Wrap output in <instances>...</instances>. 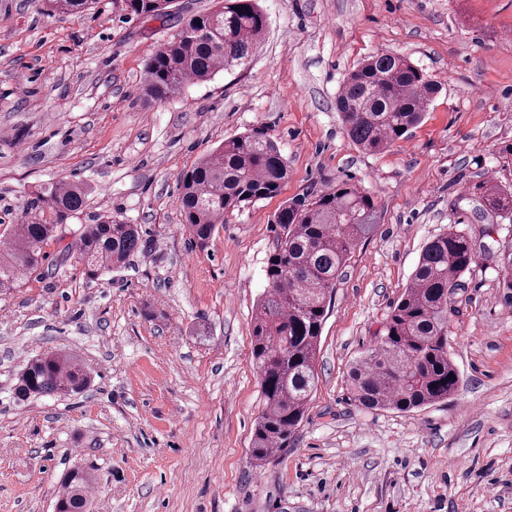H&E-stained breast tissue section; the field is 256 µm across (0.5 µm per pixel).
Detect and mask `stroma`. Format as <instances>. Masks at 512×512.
Here are the masks:
<instances>
[{"label":"stroma","instance_id":"obj_1","mask_svg":"<svg viewBox=\"0 0 512 512\" xmlns=\"http://www.w3.org/2000/svg\"><path fill=\"white\" fill-rule=\"evenodd\" d=\"M248 69L145 100L147 63L173 32L121 0L47 13L0 0V234L38 219L33 192L79 182L76 217L138 225L125 267L87 279L65 244L45 273L0 289V512H53L69 469L96 478L92 512H512V294L495 256L512 223L477 217L483 182L512 183V0H260ZM408 57L441 86L424 121L377 155L336 111L365 57ZM255 129L288 162L279 196L227 212L207 249L179 205L181 173ZM379 220L342 272L319 382L290 446L249 462L262 399L251 318L284 200L341 182ZM489 252L453 297L448 402L410 412L349 398L353 361L448 225ZM70 353L93 382L69 398L14 395L28 361Z\"/></svg>","mask_w":512,"mask_h":512}]
</instances>
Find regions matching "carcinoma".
Segmentation results:
<instances>
[{
    "mask_svg": "<svg viewBox=\"0 0 512 512\" xmlns=\"http://www.w3.org/2000/svg\"><path fill=\"white\" fill-rule=\"evenodd\" d=\"M94 0H43L65 14L82 13ZM134 16L170 20V0H124ZM267 16L258 0H217L215 9L180 20L146 66L144 90L153 101L179 93L221 71L246 68L263 40ZM439 86L410 59L376 53L353 70L336 97V110L352 142L368 154L386 152L424 118ZM288 179V162L275 141L254 130L225 140L180 175V207L196 245L204 249L224 214L277 196ZM33 206L50 223L12 224L0 249V288L44 274V246L86 202L81 183H52L33 191ZM479 212L512 221V187L487 181ZM378 223L372 196L349 184L315 197L286 200L275 214L278 227L267 257V289L252 317V357L262 397L250 448L256 468L287 448L300 427L319 376L317 354L336 281L358 244ZM143 245L137 227L107 218L73 231L67 252L96 279L119 269ZM486 246L458 224L431 239L416 269L382 322L375 344L354 363L351 400L366 410L408 412L447 401L460 384L451 359L448 324L460 278L478 264ZM500 286L512 292V248L498 255ZM91 382L76 358L50 352L29 361L18 377L24 400L74 395ZM94 478L75 467L64 477L55 507L90 512Z\"/></svg>",
    "mask_w": 512,
    "mask_h": 512,
    "instance_id": "cac0c4a2",
    "label": "carcinoma"
}]
</instances>
